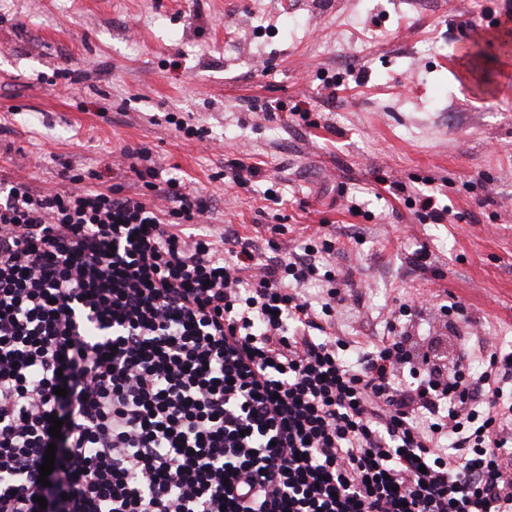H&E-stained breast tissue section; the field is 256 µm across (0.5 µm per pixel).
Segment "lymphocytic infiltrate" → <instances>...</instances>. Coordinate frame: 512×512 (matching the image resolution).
<instances>
[{"instance_id": "1", "label": "lymphocytic infiltrate", "mask_w": 512, "mask_h": 512, "mask_svg": "<svg viewBox=\"0 0 512 512\" xmlns=\"http://www.w3.org/2000/svg\"><path fill=\"white\" fill-rule=\"evenodd\" d=\"M166 185L0 180V512H512V355L424 368L390 322L347 357L318 249L183 232Z\"/></svg>"}]
</instances>
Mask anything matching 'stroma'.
Returning <instances> with one entry per match:
<instances>
[{"label":"stroma","mask_w":512,"mask_h":512,"mask_svg":"<svg viewBox=\"0 0 512 512\" xmlns=\"http://www.w3.org/2000/svg\"><path fill=\"white\" fill-rule=\"evenodd\" d=\"M504 39L512 0H0V179L154 200L139 172L155 165L201 194L202 227L260 256L330 244L354 297L328 336L375 341L422 297L403 320L418 351L449 367L466 343L512 352ZM240 164L258 180L233 183ZM420 193L447 223L422 220ZM454 302L463 315L436 314Z\"/></svg>","instance_id":"obj_1"}]
</instances>
